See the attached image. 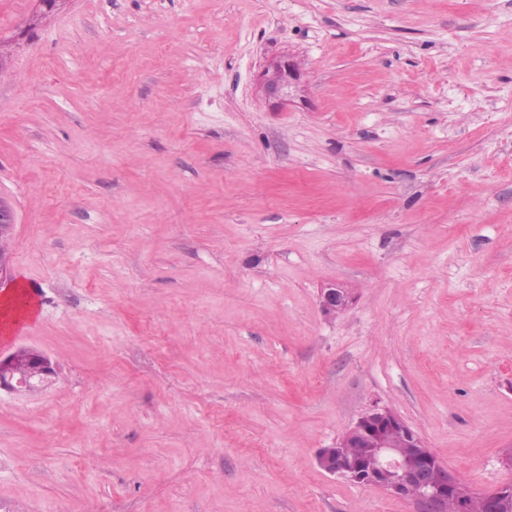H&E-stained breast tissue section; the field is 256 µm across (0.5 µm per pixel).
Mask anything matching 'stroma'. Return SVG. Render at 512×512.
<instances>
[{
	"instance_id": "1",
	"label": "stroma",
	"mask_w": 512,
	"mask_h": 512,
	"mask_svg": "<svg viewBox=\"0 0 512 512\" xmlns=\"http://www.w3.org/2000/svg\"><path fill=\"white\" fill-rule=\"evenodd\" d=\"M36 10L0 0V293L37 304L0 353L58 375L0 391V512H421L316 464L376 405L512 484V0ZM262 77L269 97L275 99L277 104H284L291 100L300 82L301 72L293 60L282 58L267 65ZM16 224L15 213L7 202L0 203V280L11 254L14 227ZM351 301V294L346 289L336 285L330 288H324L321 294L323 307L331 311L344 309Z\"/></svg>"
}]
</instances>
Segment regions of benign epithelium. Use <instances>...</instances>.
<instances>
[{"label":"benign epithelium","mask_w":512,"mask_h":512,"mask_svg":"<svg viewBox=\"0 0 512 512\" xmlns=\"http://www.w3.org/2000/svg\"><path fill=\"white\" fill-rule=\"evenodd\" d=\"M301 79L298 65L289 58L276 60L263 71L266 91L277 103L291 100ZM15 213L7 202L0 203V279L11 254ZM352 301L344 288H325L321 302L336 311ZM56 365L45 354L19 348L0 357V389L33 393L56 376ZM357 443L365 457H354L346 449ZM317 465L325 472L358 484L374 485L396 497H413L422 512H444L448 495L455 494L461 480L448 470L425 445L422 437L401 417L386 408L374 406L358 418L332 448H322Z\"/></svg>","instance_id":"1"}]
</instances>
